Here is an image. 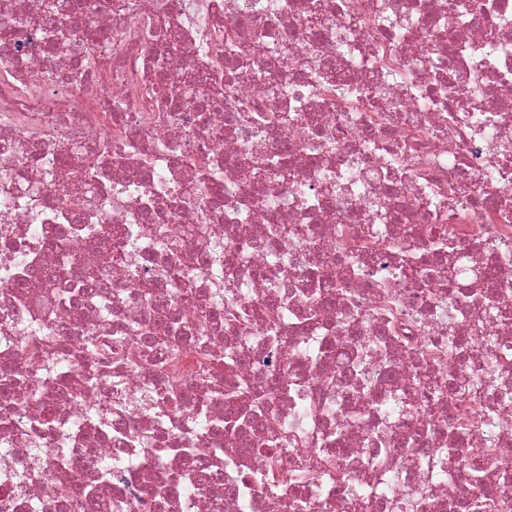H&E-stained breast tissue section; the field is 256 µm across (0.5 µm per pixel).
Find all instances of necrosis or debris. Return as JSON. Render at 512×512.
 <instances>
[{"instance_id":"1","label":"necrosis or debris","mask_w":512,"mask_h":512,"mask_svg":"<svg viewBox=\"0 0 512 512\" xmlns=\"http://www.w3.org/2000/svg\"><path fill=\"white\" fill-rule=\"evenodd\" d=\"M121 2L0 0V512H512V0Z\"/></svg>"}]
</instances>
